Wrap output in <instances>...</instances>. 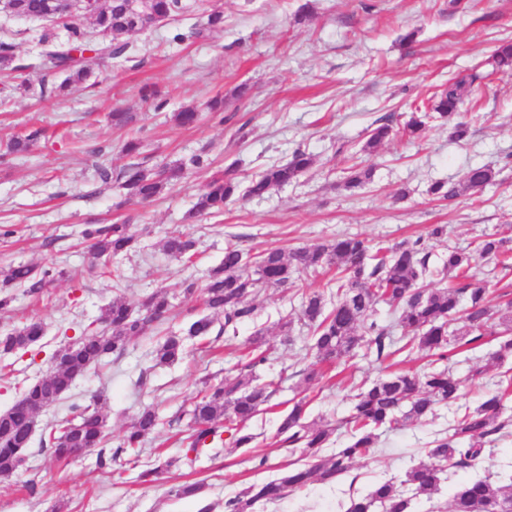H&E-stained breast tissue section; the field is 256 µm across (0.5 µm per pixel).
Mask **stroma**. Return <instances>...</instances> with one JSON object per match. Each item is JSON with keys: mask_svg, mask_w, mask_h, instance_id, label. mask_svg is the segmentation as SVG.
I'll return each mask as SVG.
<instances>
[{"mask_svg": "<svg viewBox=\"0 0 512 512\" xmlns=\"http://www.w3.org/2000/svg\"><path fill=\"white\" fill-rule=\"evenodd\" d=\"M186 11L151 27L126 34L129 49L96 77L72 85L64 95L44 100L39 83L18 85L0 74V269L19 263L57 276L41 295L7 289L10 303L0 311V336L32 320L43 323V338L28 349L0 354V412L23 389L44 377L51 356L96 322L102 306L120 296L141 316L140 302L152 292L167 294L169 319L133 337L123 355H108L81 375L53 406L36 419L29 456L10 478L0 479V512H224L225 497L249 483L278 477L289 461L276 430L281 413L295 399L308 397L307 419L324 415L338 430L332 448L344 447L343 423L350 399L362 383L405 369L422 371L428 359L413 353L384 362L359 356L333 364L323 379L304 387L301 372L313 362L310 330L298 319L305 294L336 299V270L305 275L294 284L262 289L254 321L240 325L232 344L223 337L189 341L178 362L154 365L150 353L167 336L203 314V289L210 269L234 243L250 254L279 247L292 251L324 243L342 233L358 234L388 248L424 238L433 261L449 247L473 249L489 235L512 230V71H494L488 59L512 39V0H185ZM224 12L223 30L206 39L192 36L210 9ZM47 22L0 12V35L16 36L21 53L36 60ZM479 69L484 77L479 102L460 107L470 136L451 138L447 121L434 123L422 137H395L363 152L377 120L402 126L411 112L448 80ZM152 84L164 109L140 96ZM249 92L237 97L236 89ZM223 97V113L207 104ZM133 116L115 128L109 112ZM195 109L198 122L178 124L177 112ZM39 131L22 158L5 155L17 134ZM140 138L151 164H176L205 153L208 167L188 168L179 182L153 202L126 204L118 188H100L92 166L120 170L131 159L124 142ZM303 148L313 164L296 182L262 198L234 197L220 215H191L211 177L229 173L239 186L268 166L288 161ZM373 167L371 182L347 190L343 171L353 163ZM497 171L493 184L453 202L428 192L437 180L457 183L469 169ZM129 223L136 241L124 257L94 261L82 232L90 224ZM438 224L445 237H431ZM184 232L197 242L187 261L165 253L167 234ZM474 273L485 281L494 311L505 313L512 293V269L477 259ZM194 293H187V286ZM262 331L269 354L256 371L258 381H277L273 410L248 425L256 434L253 454L267 457L255 469L249 454L224 445L207 447L193 463L184 460L181 440L187 412L206 384L235 376L236 365L255 331ZM103 395L106 441L112 453L143 407L151 405L161 423L123 466L102 467L88 452L55 460L41 442L69 417L72 405ZM455 411L437 407L434 415L380 437L378 450L354 462L333 484H313L288 492L255 512H343L350 497L383 479L402 481L423 460L436 437L445 434ZM171 466L141 480L157 463ZM512 463V434L493 442L474 468L451 474L441 494L421 512H448L452 485L499 472ZM201 482L197 498H178L172 487Z\"/></svg>", "mask_w": 512, "mask_h": 512, "instance_id": "obj_1", "label": "stroma"}]
</instances>
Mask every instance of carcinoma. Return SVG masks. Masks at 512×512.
Here are the masks:
<instances>
[{
    "instance_id": "obj_1",
    "label": "carcinoma",
    "mask_w": 512,
    "mask_h": 512,
    "mask_svg": "<svg viewBox=\"0 0 512 512\" xmlns=\"http://www.w3.org/2000/svg\"><path fill=\"white\" fill-rule=\"evenodd\" d=\"M25 16L42 20L53 10L54 0H21ZM132 11L124 10L118 0L96 3L88 13L94 25L111 35L106 44H97L75 19L55 17L66 31V38L57 39L47 29L41 35L42 50L36 63H28L18 52L17 44L0 40V70L25 83L30 72L39 71L41 77L63 74L58 85L41 84V96L53 98L73 82L85 81L102 70L112 59L125 53L128 44L117 36L137 30L132 16L157 14L174 17L182 10L181 0H131ZM224 28V12L213 9L200 27L191 35L202 37L207 32ZM492 67L512 69V42L497 48L491 57ZM477 76L448 81V86L433 94L423 112H415L406 123L408 135L419 137L427 129L434 115L452 122L451 137L467 139L469 127L463 121H454L455 111L466 97H476L480 87ZM392 134V127L384 122L371 130L364 150L369 151ZM38 135L34 131L24 138H15L7 145V153L22 155L29 151ZM311 165L310 155L298 148L282 164L267 168L250 181L245 195L260 197L271 189L290 183ZM95 179L104 186L115 185L126 200L144 203L153 200L181 177L184 165L169 167L163 172L153 171L147 158L118 172L95 165ZM497 172L489 167H475L468 171L465 181L449 184L432 183L428 192L436 199L450 201L466 191H476L494 181ZM371 179V170L355 165L348 167L344 187H362ZM238 191V184L224 175H215L206 191L198 198V213H222L224 204ZM93 241L96 258L107 261L129 251L134 236L128 224L94 225L86 231ZM502 239H485L478 244L482 257H507ZM193 240L172 235L164 239V249L173 257H184L194 249ZM432 252L422 239L403 241L386 251L373 249L370 242L357 235H343L330 244H318L285 254L280 249L269 250L253 260L234 244L224 249L221 264L211 270L204 287L206 313L189 323L185 335L205 340L215 331V322L224 319V329L253 319L258 308L257 297L264 286L288 284L294 275L336 266V302L326 309L322 294L313 293L302 302L301 315L313 328L317 360L305 370V378L314 381L323 367L351 358L360 349L366 350L377 361H383L404 350L423 352L429 357L428 367L420 373L398 371L362 387L354 395L351 414L346 419L350 440L346 447L324 459L326 447L336 426L326 422L314 427L305 422L307 402H295L279 416L277 436L281 446L289 452L300 453L305 462L291 467L280 477L253 483L224 502V512H254L258 504L282 499L290 490L302 489L314 483L330 484L348 473L354 461L373 451L383 431L396 430L409 422H417L434 414V407L451 406L475 384L483 370L478 368L467 379L458 377L445 366L448 348L461 342L478 347L486 335L501 337L498 349L488 363L502 365L512 359V314L497 318L486 301L487 288L482 280L471 274L474 257L471 253L448 248V257L439 266L430 265ZM451 278L456 284L447 288L430 289L425 280L430 275ZM36 278L27 265L10 266L0 270V288L22 285L28 293L39 295L49 284L47 277ZM385 303L398 312L397 324L412 336L401 347H395L392 326L381 325L374 318L375 307ZM145 312L135 318L131 309L114 299L101 309L103 333H84L55 354L47 376L24 389L23 395L9 409L0 412V479L12 476L26 458L36 416L51 407L67 392L77 375L97 365L107 354H122L128 342L145 334L150 324L160 321L170 311L165 294L155 292L141 303ZM43 326L32 321L16 328L0 339V352L8 354L29 347L41 340ZM262 337L257 336L245 350L244 362L238 374L224 383L211 386L189 411L192 433L185 438L188 451L198 453L200 448L224 440L230 448H249L254 435L247 432L248 423L267 410L276 393L274 383H259L255 370L264 365L267 352L261 348ZM183 339L169 337L152 351L157 365H169L183 355ZM512 396V378L504 377L494 392L484 396L473 409L467 407L459 415L448 434L433 441L427 450L429 461L420 462L406 472L400 483L383 480L366 493L351 497L345 512H418L422 501H430L438 494L442 483L448 480L451 469L473 467L485 452L486 445L495 440L512 424L504 418L506 401ZM99 400L76 409L66 420L63 431L48 440L52 455L57 460L70 458L75 448L90 449L102 445L105 439V417L98 409ZM158 417L150 407L138 414L132 429L111 455L120 456L141 447L154 433ZM450 512H512V471L495 475L477 476L455 484L451 495Z\"/></svg>"
}]
</instances>
